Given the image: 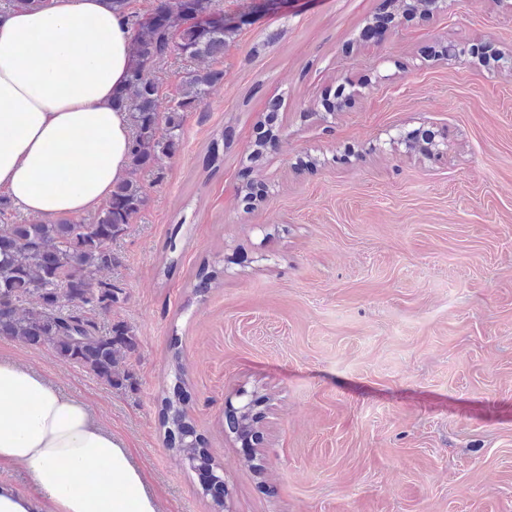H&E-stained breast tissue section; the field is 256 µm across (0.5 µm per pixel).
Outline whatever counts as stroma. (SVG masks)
I'll return each instance as SVG.
<instances>
[{
    "label": "stroma",
    "instance_id": "stroma-1",
    "mask_svg": "<svg viewBox=\"0 0 512 512\" xmlns=\"http://www.w3.org/2000/svg\"><path fill=\"white\" fill-rule=\"evenodd\" d=\"M243 17L180 150L140 179L112 241L120 288L100 331L137 340L131 386L52 347L0 356L87 400L129 447L159 512H214L168 447L161 398L186 367L188 417L230 512H512V79L446 45L512 50L502 0H217ZM381 46L362 39L382 12ZM360 90L324 107L342 79ZM276 149L250 163L255 131ZM444 137L429 159L406 145ZM218 284L199 287L201 269ZM259 392L264 443L227 425Z\"/></svg>",
    "mask_w": 512,
    "mask_h": 512
}]
</instances>
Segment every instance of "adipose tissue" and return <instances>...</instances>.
<instances>
[{
  "instance_id": "adipose-tissue-1",
  "label": "adipose tissue",
  "mask_w": 512,
  "mask_h": 512,
  "mask_svg": "<svg viewBox=\"0 0 512 512\" xmlns=\"http://www.w3.org/2000/svg\"><path fill=\"white\" fill-rule=\"evenodd\" d=\"M131 30L112 0L0 13V198L50 220L105 205L132 134L114 106ZM0 462L23 466L51 512H157L127 451L87 403L0 360Z\"/></svg>"
}]
</instances>
